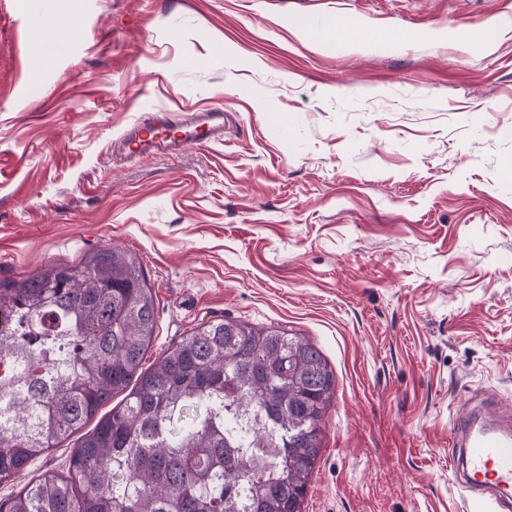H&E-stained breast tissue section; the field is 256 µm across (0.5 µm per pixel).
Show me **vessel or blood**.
I'll use <instances>...</instances> for the list:
<instances>
[{"label": "vessel or blood", "mask_w": 512, "mask_h": 512, "mask_svg": "<svg viewBox=\"0 0 512 512\" xmlns=\"http://www.w3.org/2000/svg\"><path fill=\"white\" fill-rule=\"evenodd\" d=\"M226 120L220 110L205 109L184 119L179 110L161 109L129 127L123 143L132 156L208 144L220 139ZM448 454L462 468L466 491L486 501L491 512H512V422L488 420L480 409L461 413Z\"/></svg>", "instance_id": "1"}]
</instances>
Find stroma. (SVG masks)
<instances>
[{
	"label": "stroma",
	"mask_w": 512,
	"mask_h": 512,
	"mask_svg": "<svg viewBox=\"0 0 512 512\" xmlns=\"http://www.w3.org/2000/svg\"><path fill=\"white\" fill-rule=\"evenodd\" d=\"M60 4L0 0V277L121 247L156 302L145 365L222 318L323 353L303 512H485L448 440L512 402V0H79L31 79L26 31ZM175 101L231 113L223 140L127 159L121 133Z\"/></svg>",
	"instance_id": "obj_1"
}]
</instances>
